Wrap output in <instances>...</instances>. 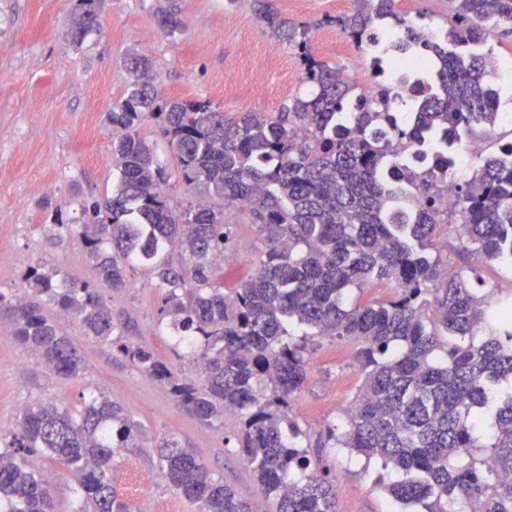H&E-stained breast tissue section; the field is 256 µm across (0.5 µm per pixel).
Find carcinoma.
I'll return each instance as SVG.
<instances>
[{"mask_svg":"<svg viewBox=\"0 0 512 512\" xmlns=\"http://www.w3.org/2000/svg\"><path fill=\"white\" fill-rule=\"evenodd\" d=\"M258 2L272 33L300 51L311 94L289 98L274 115H230L207 100L159 95L150 60L126 54L134 80L108 113L119 180L112 196L80 209L78 236L99 287L58 282L57 271L35 268L25 297L0 293V318L45 369L76 380L85 362L43 310L52 302L167 386L198 420L238 414L236 442L253 472V497L213 477L194 449L168 437L156 444L163 476L199 512H258L260 497L273 498L276 512H336L333 480L307 455L312 446L347 448L396 473L384 489L404 506L512 512V302L478 293L472 267L448 271L439 247L451 226L461 252L512 269V166L502 160L512 141L455 183L456 208L446 214L436 202L448 156L436 155L424 170L399 158L424 131L495 126L499 92L481 21L492 17L511 34L512 0H449L435 43L401 16L397 0H357L337 19L370 52L388 43L417 62L433 59L427 79L410 89V125L388 112L398 94L379 81L380 59L371 62L372 93L361 92L311 53L306 29L281 18L269 0ZM102 7L103 0H76L73 41L96 26ZM160 25L172 34L183 20L164 11ZM148 119L196 191L182 208L167 190L172 172L139 134ZM238 211L249 215L265 250L256 270L226 292L213 280V256L232 252ZM135 262L149 264L166 288L160 317L176 345H188L199 381L175 376L149 348L114 336L118 324L100 288L128 287ZM382 285L392 294L348 301L353 290ZM325 340L354 347L363 379L343 422L326 424L310 444L291 412ZM140 430L102 392L76 414L51 401L25 405L0 452V506L53 512L49 486L24 459L40 453L78 484L73 512H132L112 486V468Z\"/></svg>","mask_w":512,"mask_h":512,"instance_id":"obj_1","label":"carcinoma"}]
</instances>
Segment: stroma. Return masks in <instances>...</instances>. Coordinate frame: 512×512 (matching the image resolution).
I'll return each mask as SVG.
<instances>
[{
    "label": "stroma",
    "instance_id": "35a3bbf8",
    "mask_svg": "<svg viewBox=\"0 0 512 512\" xmlns=\"http://www.w3.org/2000/svg\"><path fill=\"white\" fill-rule=\"evenodd\" d=\"M273 2L282 18L307 29L317 57L358 79L363 58L335 22L355 10V0ZM168 9L184 23L172 36L159 25ZM74 11L75 0H0V293L9 298L28 293L29 271L38 264L64 277L97 281L79 237L66 226L79 219L81 204L111 194L117 182L107 114L130 87L126 51L152 60L163 96L207 100L230 114H272L308 89L297 54L265 27L253 0H106L98 27L80 43L69 34ZM340 43L348 46L341 55ZM257 64L264 69L258 86L250 78ZM235 222L240 263L228 267L222 255L214 257V279L226 287L253 268L263 249L246 216L236 215ZM129 278L127 288L103 292L122 341L151 346L177 377H191L190 362L172 352L168 327L159 321L164 289L140 266ZM47 311L80 350L85 374L76 381L50 375L13 338L8 321H0L1 433L14 429L33 400L76 411L84 396L100 391L143 429L141 447L124 450L112 476L133 512H198L197 503L176 494L160 472L154 441L163 436L194 448L225 484L252 492V472L233 442L237 414L199 421L109 343L84 336L56 305ZM361 378L351 346L325 343L293 407L295 420L313 434L324 423L340 421ZM309 454L336 480V512H399L377 482L379 465H363L343 448H313ZM26 462L49 484L54 512H72L75 483L62 467L38 454L27 455Z\"/></svg>",
    "mask_w": 512,
    "mask_h": 512
}]
</instances>
